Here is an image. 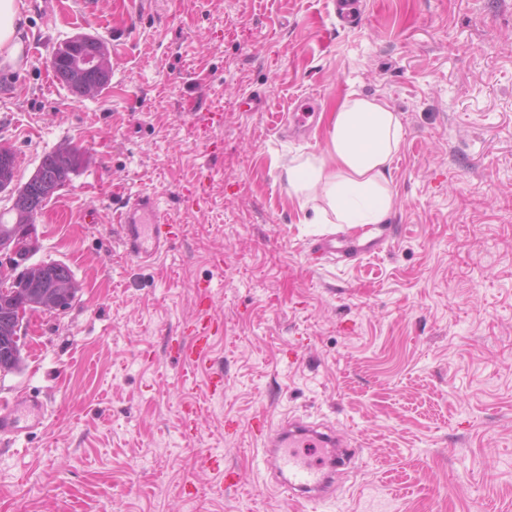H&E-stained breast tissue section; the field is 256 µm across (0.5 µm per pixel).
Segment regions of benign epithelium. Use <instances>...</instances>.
Wrapping results in <instances>:
<instances>
[{
    "label": "benign epithelium",
    "mask_w": 512,
    "mask_h": 512,
    "mask_svg": "<svg viewBox=\"0 0 512 512\" xmlns=\"http://www.w3.org/2000/svg\"><path fill=\"white\" fill-rule=\"evenodd\" d=\"M55 53V78L72 95L93 97L109 82L110 54L97 36L76 33ZM86 164L72 145L59 146L19 185L14 152L0 143V193L10 201V220L0 223V348L5 356L24 348L31 314L63 313L76 298L78 284L70 270L53 261H33L39 250L35 222L45 203Z\"/></svg>",
    "instance_id": "obj_1"
}]
</instances>
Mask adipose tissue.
I'll use <instances>...</instances> for the list:
<instances>
[{
	"mask_svg": "<svg viewBox=\"0 0 512 512\" xmlns=\"http://www.w3.org/2000/svg\"><path fill=\"white\" fill-rule=\"evenodd\" d=\"M22 0H0V65L24 56ZM404 140L401 117L386 103L348 94L330 118L319 155H297L284 169L292 193L314 202V223L381 224L395 206L391 166Z\"/></svg>",
	"mask_w": 512,
	"mask_h": 512,
	"instance_id": "1",
	"label": "adipose tissue"
}]
</instances>
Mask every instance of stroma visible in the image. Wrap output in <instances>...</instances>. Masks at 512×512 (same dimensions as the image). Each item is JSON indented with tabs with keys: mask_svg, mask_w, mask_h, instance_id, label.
Returning a JSON list of instances; mask_svg holds the SVG:
<instances>
[{
	"mask_svg": "<svg viewBox=\"0 0 512 512\" xmlns=\"http://www.w3.org/2000/svg\"><path fill=\"white\" fill-rule=\"evenodd\" d=\"M58 2L23 10L38 53L0 66V142L21 184L58 146L85 151L36 221L37 260L80 290L0 373V399L48 408L0 436V512H305L261 463L263 412L358 448L322 512H512V0H362L345 29L329 0ZM78 32L112 62L82 100L48 65ZM352 92L402 117L397 204L374 256L319 258L369 229L313 223L283 169L324 151ZM305 98L314 130H285ZM140 193L179 230L152 263L112 236ZM204 314L224 327L189 376L171 339Z\"/></svg>",
	"mask_w": 512,
	"mask_h": 512,
	"instance_id": "stroma-1",
	"label": "stroma"
}]
</instances>
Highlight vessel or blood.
<instances>
[{
    "mask_svg": "<svg viewBox=\"0 0 512 512\" xmlns=\"http://www.w3.org/2000/svg\"><path fill=\"white\" fill-rule=\"evenodd\" d=\"M113 230L126 256L140 262L156 260L166 253L176 234L165 220L154 196L137 195L116 215ZM218 329L214 320L198 321L176 337V352L185 365H192L209 349ZM44 415L41 403L13 399L0 407V435L20 436L29 425L39 423ZM264 452V464L278 477L277 486L289 498L319 505L331 499L336 489L331 485L316 452L339 448L342 461L356 456L353 448L342 447L334 434L299 419H284L278 424L258 420L255 428Z\"/></svg>",
    "mask_w": 512,
    "mask_h": 512,
    "instance_id": "1",
    "label": "vessel or blood"
}]
</instances>
